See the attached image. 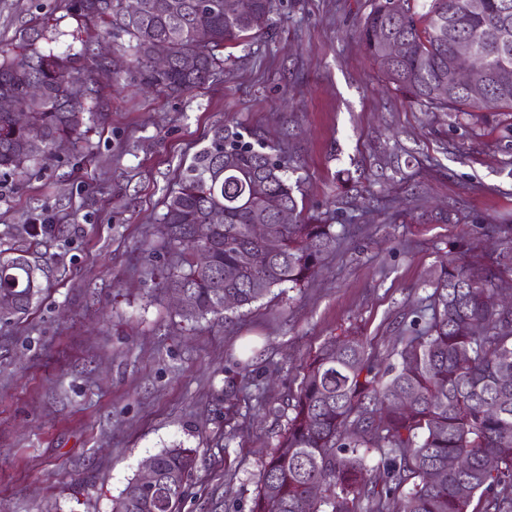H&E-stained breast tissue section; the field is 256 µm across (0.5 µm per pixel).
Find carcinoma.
<instances>
[{"instance_id": "cac0c4a2", "label": "carcinoma", "mask_w": 512, "mask_h": 512, "mask_svg": "<svg viewBox=\"0 0 512 512\" xmlns=\"http://www.w3.org/2000/svg\"><path fill=\"white\" fill-rule=\"evenodd\" d=\"M137 15L124 0H66L86 39L79 53L45 52L41 31L0 53V97L13 112H0V173L18 174L16 158H48L67 142L75 152L88 131L86 117L103 108L104 93L91 75L105 66L92 45L112 42L115 59L139 83L180 94L214 76L221 48L240 45L263 30L275 0H142ZM394 11L391 0H374L359 29L365 50L389 83L415 102L463 115L512 112V82H495L503 59L512 64V46L495 45L499 27H512V0H424L417 11L410 0ZM209 42L196 39L199 30ZM403 39L404 54L387 57L382 36ZM471 37L490 55L478 79L489 91L482 98L463 92L441 96L448 62L460 36ZM169 48L165 70L152 65L156 44ZM43 97L31 106L28 88ZM295 163L286 151L262 139L250 141L238 128L211 129L209 143L180 170L163 202L161 254L167 270L160 282L187 303L180 314L199 322L219 319L250 306L274 288H293L312 279L324 256L336 248L333 225L301 218L296 186L288 176ZM277 197L290 223L270 217L267 198ZM269 224L278 249L268 252L250 235V225ZM500 240L494 255L448 262L431 280L433 291L398 336V364L380 376L369 363L363 340L346 336L326 342L306 366L293 397L288 429L258 475L251 512H512V309L487 303L512 274V232L501 224L484 226ZM207 254V263L197 255ZM44 267L32 246L0 252V308L22 313L42 288ZM411 398L405 411L390 406L395 393ZM497 411L487 409L489 403ZM380 460L369 466L366 452ZM157 481L143 490L134 477L113 501L112 512H181L187 478L196 466L192 448L173 445L152 456ZM434 471L442 478H431ZM321 485L312 496L309 486Z\"/></svg>"}]
</instances>
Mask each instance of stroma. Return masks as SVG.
<instances>
[{
    "label": "stroma",
    "instance_id": "obj_1",
    "mask_svg": "<svg viewBox=\"0 0 512 512\" xmlns=\"http://www.w3.org/2000/svg\"><path fill=\"white\" fill-rule=\"evenodd\" d=\"M372 0H276L268 28L220 51L179 96L103 76L106 119L80 155L0 175V249L42 215L48 268L28 313L0 316V512H112L142 463L196 449L182 512H250L304 368L334 337L393 363L402 323L448 260L512 227L511 117L457 116L388 84L357 35ZM45 29L78 52L64 0H0V47ZM282 147L306 217L350 231L298 288L193 323L156 289L165 195L215 125Z\"/></svg>",
    "mask_w": 512,
    "mask_h": 512
}]
</instances>
